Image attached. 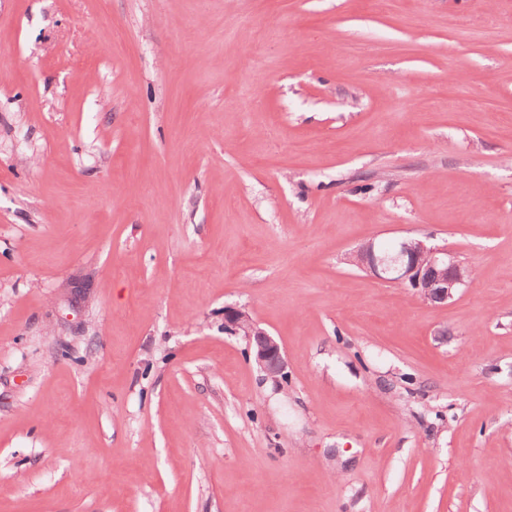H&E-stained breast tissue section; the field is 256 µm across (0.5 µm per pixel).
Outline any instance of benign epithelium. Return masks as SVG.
Returning a JSON list of instances; mask_svg holds the SVG:
<instances>
[{"label": "benign epithelium", "instance_id": "7a95c632", "mask_svg": "<svg viewBox=\"0 0 512 512\" xmlns=\"http://www.w3.org/2000/svg\"><path fill=\"white\" fill-rule=\"evenodd\" d=\"M357 266L383 282L408 284L432 303L444 304L468 283L463 267L446 247L430 246L419 239H403L391 251L369 240L359 248ZM224 330L243 332L257 366L276 380L286 362L280 344L245 312L224 310Z\"/></svg>", "mask_w": 512, "mask_h": 512}]
</instances>
